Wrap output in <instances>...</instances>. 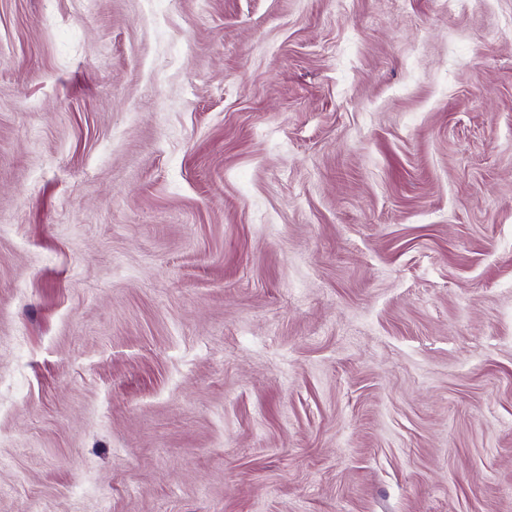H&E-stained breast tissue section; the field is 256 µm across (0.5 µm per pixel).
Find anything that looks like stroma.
<instances>
[{"instance_id":"1","label":"stroma","mask_w":512,"mask_h":512,"mask_svg":"<svg viewBox=\"0 0 512 512\" xmlns=\"http://www.w3.org/2000/svg\"><path fill=\"white\" fill-rule=\"evenodd\" d=\"M0 512H512V0H0Z\"/></svg>"}]
</instances>
